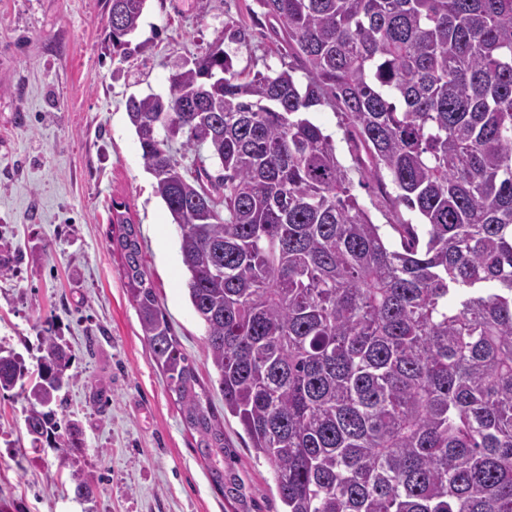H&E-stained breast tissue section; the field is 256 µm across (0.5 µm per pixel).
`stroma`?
Segmentation results:
<instances>
[{
  "label": "stroma",
  "instance_id": "1",
  "mask_svg": "<svg viewBox=\"0 0 512 512\" xmlns=\"http://www.w3.org/2000/svg\"><path fill=\"white\" fill-rule=\"evenodd\" d=\"M106 0H0V347L28 368L45 331L71 349L60 394L79 420L91 500L75 499L67 453L32 447L27 401L0 392V505L7 512H235L212 486L176 396L144 340L109 241L126 202L144 264L201 383L213 374L189 301L178 230L129 124L130 96L160 93L173 64L221 49L236 71L293 64L266 37L256 0H147L126 60L106 48ZM242 31L246 42L231 41ZM251 512H282L272 471L226 417Z\"/></svg>",
  "mask_w": 512,
  "mask_h": 512
}]
</instances>
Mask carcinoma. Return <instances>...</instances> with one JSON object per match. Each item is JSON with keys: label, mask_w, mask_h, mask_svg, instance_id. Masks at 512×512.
<instances>
[{"label": "carcinoma", "mask_w": 512, "mask_h": 512, "mask_svg": "<svg viewBox=\"0 0 512 512\" xmlns=\"http://www.w3.org/2000/svg\"><path fill=\"white\" fill-rule=\"evenodd\" d=\"M146 0H128L112 55ZM292 68L241 79L214 50L127 102L178 229L191 305L224 397L180 349L116 211L112 247L142 336L212 486L248 512L224 416L270 466L283 512H512V0H256ZM342 117L352 164L308 117ZM386 173L421 223L354 194ZM25 429L80 453L52 405L68 346L42 337ZM27 374L0 347V391ZM74 495L93 492L84 470Z\"/></svg>", "instance_id": "carcinoma-1"}]
</instances>
